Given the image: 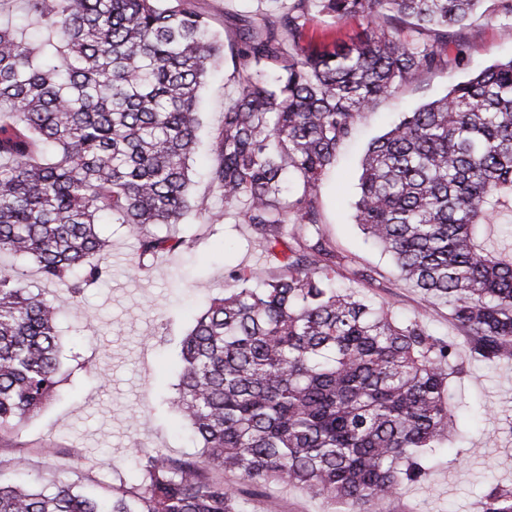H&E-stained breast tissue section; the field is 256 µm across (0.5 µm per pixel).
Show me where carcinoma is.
I'll return each instance as SVG.
<instances>
[{
	"label": "carcinoma",
	"mask_w": 512,
	"mask_h": 512,
	"mask_svg": "<svg viewBox=\"0 0 512 512\" xmlns=\"http://www.w3.org/2000/svg\"><path fill=\"white\" fill-rule=\"evenodd\" d=\"M23 2L43 38L0 17V254L64 293L0 269V435L59 390L58 318L109 274L99 225L126 226L140 268L194 245L170 228L192 208L199 94L226 49L236 89L209 148L224 209L206 223L236 212L276 270H229L181 340L170 403L198 454L146 451L104 497L0 477V512H245L226 472L379 512L422 482L455 431L462 363L423 321L337 286L349 262L318 194L362 113L468 65L483 0H267L227 45L196 0ZM316 14L362 34L307 48ZM361 168L356 222L400 279L448 306L473 359H512V245L487 232L512 224V59L404 113ZM483 512H512V484L492 483Z\"/></svg>",
	"instance_id": "obj_1"
}]
</instances>
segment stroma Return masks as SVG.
I'll use <instances>...</instances> for the list:
<instances>
[{"label":"stroma","instance_id":"35a3bbf8","mask_svg":"<svg viewBox=\"0 0 512 512\" xmlns=\"http://www.w3.org/2000/svg\"><path fill=\"white\" fill-rule=\"evenodd\" d=\"M221 38L233 39L236 14L262 10L261 0H197ZM470 67L482 69L512 59V27L492 16L472 22ZM463 71L432 72L399 90L361 118L355 138L339 155L321 188L322 229L354 267L376 270L375 281L356 288L392 306L400 316L423 319L430 330L451 334L448 309H425L400 281L390 258L367 241L355 222L360 160L369 143L400 113L444 94ZM235 91L231 60L217 61L202 92L199 147L191 164L192 209L180 230L197 238L188 251L166 254L136 268L135 241L118 224L102 225L111 237L106 261L112 275L85 291L79 307L60 315L62 382L59 396L13 434L0 437V471L47 486L58 477L95 493L116 476L133 481L140 452L164 448L194 453L188 425L167 406L179 381V342L212 298L222 294L227 270L269 269L249 225L225 217L209 225L208 210L221 202L209 189L208 145ZM449 386L456 400V432L427 478L402 489L384 512H482L489 483L512 484V360L488 365L469 361ZM24 458L23 472L14 469ZM96 469H89V462ZM248 512H331L323 498L298 487L270 484L263 496L242 492Z\"/></svg>","mask_w":512,"mask_h":512}]
</instances>
